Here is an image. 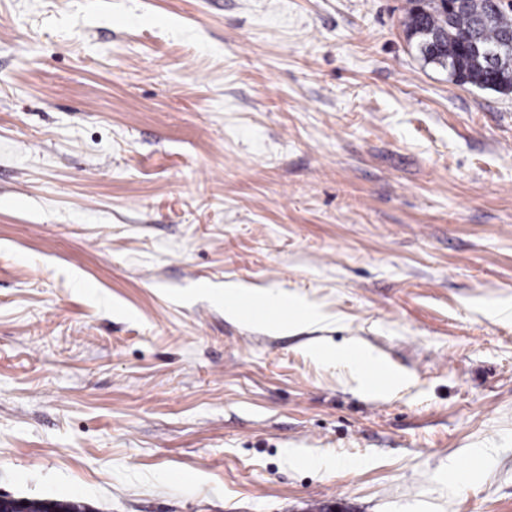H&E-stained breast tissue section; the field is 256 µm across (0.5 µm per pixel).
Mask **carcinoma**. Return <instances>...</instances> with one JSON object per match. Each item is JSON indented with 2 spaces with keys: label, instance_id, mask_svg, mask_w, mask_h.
Returning <instances> with one entry per match:
<instances>
[{
  "label": "carcinoma",
  "instance_id": "1",
  "mask_svg": "<svg viewBox=\"0 0 512 512\" xmlns=\"http://www.w3.org/2000/svg\"><path fill=\"white\" fill-rule=\"evenodd\" d=\"M406 31L427 64L446 70L462 86L512 92L502 87L512 75V55L490 51L512 41V4L497 0H456L453 8L438 0H410Z\"/></svg>",
  "mask_w": 512,
  "mask_h": 512
}]
</instances>
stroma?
Returning a JSON list of instances; mask_svg holds the SVG:
<instances>
[{
  "mask_svg": "<svg viewBox=\"0 0 512 512\" xmlns=\"http://www.w3.org/2000/svg\"><path fill=\"white\" fill-rule=\"evenodd\" d=\"M408 8L0 0V494L512 512V94ZM224 310L236 317H241L245 320H253L258 317L266 318L269 313L280 312L283 308V300L270 293H266L263 296L264 305L261 307L266 311L264 315H257L253 308H255L254 298L248 303L243 302L244 295L241 292V288L235 284H225L224 286ZM339 357L347 361L353 368L360 386L369 388L365 368L368 365H375L377 363L372 353L359 343H351L342 356L336 353V358Z\"/></svg>",
  "mask_w": 512,
  "mask_h": 512,
  "instance_id": "stroma-1",
  "label": "stroma"
}]
</instances>
